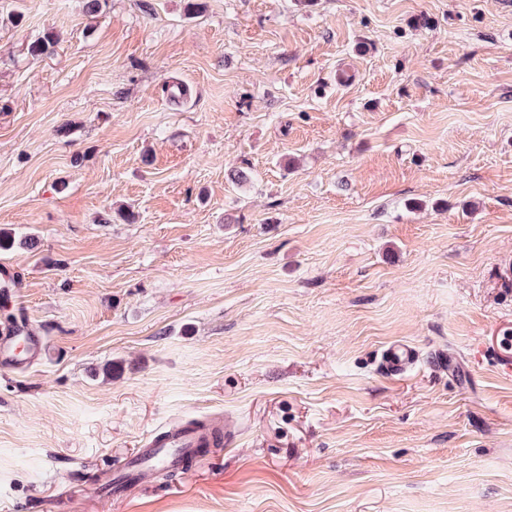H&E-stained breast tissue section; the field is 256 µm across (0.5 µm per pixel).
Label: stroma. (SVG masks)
<instances>
[{"label": "stroma", "instance_id": "1", "mask_svg": "<svg viewBox=\"0 0 512 512\" xmlns=\"http://www.w3.org/2000/svg\"><path fill=\"white\" fill-rule=\"evenodd\" d=\"M201 3L0 0V512H512V0ZM0 335L1 368H14L17 363L23 361L24 355L32 354L40 358L46 353L44 343L39 338L31 336L27 324L22 322L15 323ZM18 339H22L24 342L25 352L23 355L14 351V345ZM418 358L416 348L405 342L390 344L381 356V366L389 375H398L415 363ZM215 427L208 422L173 427L152 440H146L118 469L127 471V479L133 482L151 479L156 468L179 470L188 453L195 448H208Z\"/></svg>", "mask_w": 512, "mask_h": 512}]
</instances>
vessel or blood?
Here are the masks:
<instances>
[{
  "label": "vessel or blood",
  "instance_id": "vessel-or-blood-1",
  "mask_svg": "<svg viewBox=\"0 0 512 512\" xmlns=\"http://www.w3.org/2000/svg\"><path fill=\"white\" fill-rule=\"evenodd\" d=\"M44 343L31 336L27 324L16 323L0 333V367L13 368L22 362L24 354L43 356ZM416 348L405 342L390 344L381 356V366L390 375H397L415 363ZM213 424L200 422L194 425L177 426L164 435L145 441L136 453L122 465L129 480L143 482L152 478L155 469H181L184 457L197 448L211 443Z\"/></svg>",
  "mask_w": 512,
  "mask_h": 512
}]
</instances>
